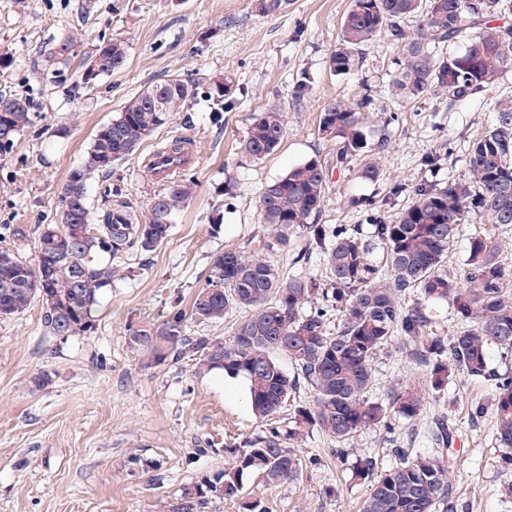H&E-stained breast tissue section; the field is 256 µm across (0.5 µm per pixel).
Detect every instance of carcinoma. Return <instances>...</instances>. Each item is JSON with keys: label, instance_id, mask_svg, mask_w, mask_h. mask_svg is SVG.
Returning a JSON list of instances; mask_svg holds the SVG:
<instances>
[{"label": "carcinoma", "instance_id": "cac0c4a2", "mask_svg": "<svg viewBox=\"0 0 512 512\" xmlns=\"http://www.w3.org/2000/svg\"><path fill=\"white\" fill-rule=\"evenodd\" d=\"M511 9L512 0H352L330 68L338 75L354 72L364 47L382 35L401 54L393 96L411 100L433 94L451 109L494 83L512 61V26L496 24ZM410 17L420 18L414 33L403 26ZM458 42L457 51L434 52ZM73 48L64 39L48 58L66 61ZM93 60L103 74L119 71L126 65V45L119 40L96 45L87 58ZM231 92V82L218 81L209 95L223 108ZM194 94L188 82L169 79L143 91L97 129L83 164L62 187L60 223L34 229L36 262L0 249V320L39 303L52 336L67 339L94 330L115 276L112 262L99 255L115 257L133 246L156 250L170 235L176 212L192 199L195 184L170 182L142 219L114 209L105 223L92 224L88 181L131 156ZM360 107L340 99L327 104L319 130L336 140L337 170L357 157L356 178L374 182L389 141L368 144ZM495 108V124L470 145L468 178L407 188L411 202L395 218L373 212L366 228L318 223L332 171L313 158L291 168L258 200L269 236L218 254L190 311L172 310L156 329L129 328L130 347L159 362L190 358L202 369L243 379L253 413L267 421L265 431L228 449L233 467L183 484L167 512H205L214 502H234L253 474L269 488L292 482L303 469L294 448L313 430L339 444L367 429L390 431L392 418L419 416L459 372L491 386L500 469L512 474V373L492 365L493 351L512 355L507 291L512 266L500 259L494 237L477 234L468 239L463 274L450 276L444 269L460 225L512 224V98L497 101ZM3 119L15 140L31 123L26 99L1 92L0 127ZM285 132L282 112H261L252 119L242 151L261 160ZM278 253L294 266L322 267L324 277H284L270 259ZM443 310L456 322L451 335L443 331ZM233 312L239 318L227 339L187 331L190 317L217 322ZM398 340L427 369L425 387L400 386L384 400L373 399V364ZM278 354L288 356L293 372L281 368ZM302 387L312 402L297 405L288 423L279 425L284 404ZM428 440L427 454L392 448L394 463L387 469L370 454L350 464L351 477L367 484L360 512H455L448 485L452 464L445 456L453 443L447 419L435 422Z\"/></svg>", "mask_w": 512, "mask_h": 512}]
</instances>
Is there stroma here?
Instances as JSON below:
<instances>
[{
    "instance_id": "1",
    "label": "stroma",
    "mask_w": 512,
    "mask_h": 512,
    "mask_svg": "<svg viewBox=\"0 0 512 512\" xmlns=\"http://www.w3.org/2000/svg\"><path fill=\"white\" fill-rule=\"evenodd\" d=\"M350 5L287 0L264 15L255 0H0V91L26 97L31 112L29 127L0 154V225L58 223L61 188L84 162L96 129L132 97L174 77L190 82L194 97L133 156L92 176V221L121 205L145 215L162 188L141 161L176 139L194 145L196 159L180 176L197 184L162 246L128 250L118 262L94 331L49 335L37 304L0 320V512H166L182 484L232 467L229 447L263 430L242 379L197 373L188 359L155 362L129 347V328L160 325L174 307H189L215 256L268 236L257 209L266 186L312 158L335 164L336 143L318 130L325 105L368 96L366 138L385 137L390 145L378 181H360L348 169L334 173L320 223L362 224L371 210L390 219L410 202L394 187L467 176L471 142L492 124L494 104L512 97V65L452 108L434 95L396 99L399 52L383 37L366 47L354 73L329 68ZM64 39L74 41L75 56L48 66L45 45ZM114 39L127 47L124 69L78 85L80 63ZM227 76L236 103L217 124L209 91ZM301 81L310 91L296 106ZM273 108L284 114L282 143L264 159L247 157L241 145L253 117ZM428 153L439 155L437 168L422 165ZM216 213L221 223H212ZM475 234L497 237L512 266V226L465 224L448 249L449 273H461ZM43 372L51 382L39 389L34 378ZM425 376L405 350L389 347L374 364L372 394L423 388ZM477 402L487 409L475 420ZM491 402L490 386L460 379L394 433L370 429L339 446L313 432L297 450L308 461L298 480L267 489L250 478L244 492L263 498L269 512H356L367 487L350 481L343 460L372 453L392 464L393 438L421 435L444 416L453 426L457 461L448 482L459 512H512V497L502 493Z\"/></svg>"
}]
</instances>
